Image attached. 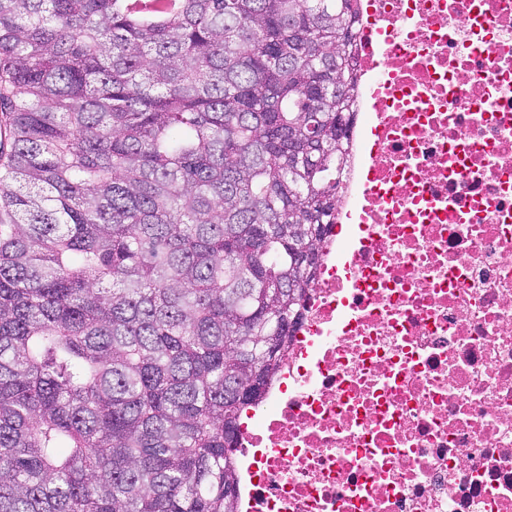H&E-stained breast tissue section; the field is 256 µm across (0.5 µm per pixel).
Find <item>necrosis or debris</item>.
<instances>
[{"label": "necrosis or debris", "instance_id": "1", "mask_svg": "<svg viewBox=\"0 0 512 512\" xmlns=\"http://www.w3.org/2000/svg\"><path fill=\"white\" fill-rule=\"evenodd\" d=\"M334 225L242 512H512V0H362Z\"/></svg>", "mask_w": 512, "mask_h": 512}]
</instances>
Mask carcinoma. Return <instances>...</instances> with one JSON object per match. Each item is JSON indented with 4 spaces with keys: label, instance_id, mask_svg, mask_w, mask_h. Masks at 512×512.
<instances>
[{
    "label": "carcinoma",
    "instance_id": "1",
    "mask_svg": "<svg viewBox=\"0 0 512 512\" xmlns=\"http://www.w3.org/2000/svg\"><path fill=\"white\" fill-rule=\"evenodd\" d=\"M154 2L0 0V512H239L316 277L360 0Z\"/></svg>",
    "mask_w": 512,
    "mask_h": 512
}]
</instances>
